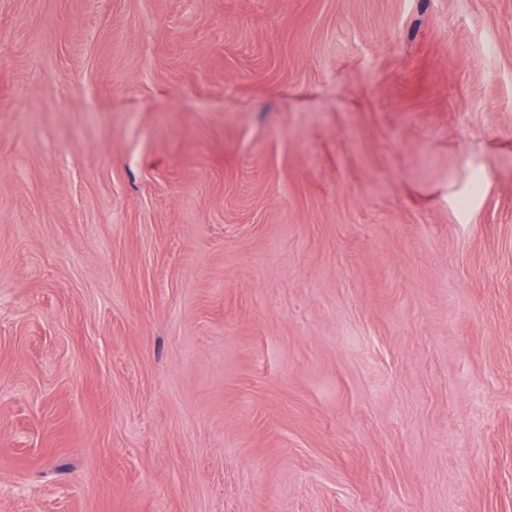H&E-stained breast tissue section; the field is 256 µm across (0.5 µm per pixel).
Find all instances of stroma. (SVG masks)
I'll return each mask as SVG.
<instances>
[{"mask_svg":"<svg viewBox=\"0 0 512 512\" xmlns=\"http://www.w3.org/2000/svg\"><path fill=\"white\" fill-rule=\"evenodd\" d=\"M0 512H512V0H0Z\"/></svg>","mask_w":512,"mask_h":512,"instance_id":"1","label":"stroma"}]
</instances>
